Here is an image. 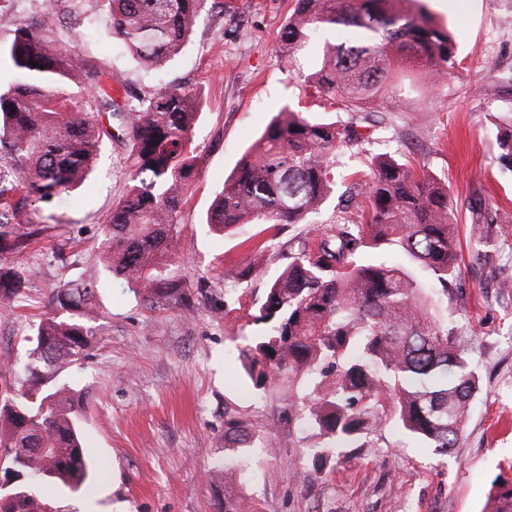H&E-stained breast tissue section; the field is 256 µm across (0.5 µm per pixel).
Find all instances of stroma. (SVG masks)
<instances>
[{
	"label": "stroma",
	"mask_w": 512,
	"mask_h": 512,
	"mask_svg": "<svg viewBox=\"0 0 512 512\" xmlns=\"http://www.w3.org/2000/svg\"><path fill=\"white\" fill-rule=\"evenodd\" d=\"M236 16L205 9L181 52L162 67L130 55L90 0H0V13L38 23L56 43L109 74L112 94L150 95L181 86L200 91L193 128L196 178L177 215L170 277L183 280L187 301H146L105 268L104 225L126 185L127 150L104 140L91 178L59 204L32 203L21 223L53 230L24 256L25 307L0 316V358L23 356L31 326L47 310L60 279L99 284L98 339L88 357L62 363L86 407L92 473L76 490L42 482L53 512H221L224 484L210 473L224 457V414L250 425L252 477L244 490L259 512H482L496 477L512 478V170L499 159L497 134L512 117V0H426L456 43V69L435 95L410 111L384 113L382 126L350 112L330 113L310 95L279 51L294 0H234ZM312 118L354 123L360 150L336 160L347 177L368 157L394 151L440 179L457 211L462 274L448 300V323L469 350L480 378L458 447L448 457L406 435L394 422L346 464L313 467L301 455L311 432L288 424L279 391L260 392L237 358L256 326L251 315L268 281L310 236L306 224L278 230L262 264L229 285L224 269L249 262V225L217 235L203 221L215 191L243 152L283 108ZM492 220L496 261L474 245L476 219Z\"/></svg>",
	"instance_id": "stroma-1"
}]
</instances>
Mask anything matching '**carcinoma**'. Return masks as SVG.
I'll return each mask as SVG.
<instances>
[{"label":"carcinoma","mask_w":512,"mask_h":512,"mask_svg":"<svg viewBox=\"0 0 512 512\" xmlns=\"http://www.w3.org/2000/svg\"><path fill=\"white\" fill-rule=\"evenodd\" d=\"M113 33L143 64L161 66L184 47L208 0H95ZM13 31L0 46L11 64L0 89V314L27 295L22 257L50 229L20 224L19 201L56 203L92 173L102 140L131 146L128 187L107 220L103 252L112 276L147 298L182 300V283L162 273L173 255L181 195L196 177L192 127L201 93L165 87L123 103L103 72L49 41L37 25L0 14ZM323 41L318 65L301 69L312 42ZM288 67L344 112H387L405 105L410 87L431 89L452 76L455 42L423 0H296L280 33ZM77 86L116 123L100 125L71 94ZM351 125L318 122L285 107L240 157L216 193L205 224L222 234L240 224H307L336 191V157L356 149ZM347 199H364L368 214L314 226L312 238L267 285L253 315L257 330L238 358L258 390L288 386V421L333 446H309L316 464L347 461L389 412L403 431L446 457L466 426L479 379L466 348L437 318L460 274L448 190L412 161L380 153L353 172ZM253 262L225 268L244 280ZM98 283L51 290L48 308L28 339L23 371L44 387L22 400L0 390V512H50L33 483L57 479L75 489L88 477L82 409L73 388L56 382L59 363L87 355L97 335L90 323ZM315 381L307 394L295 390ZM241 417L224 415V512H258L238 491L250 476L252 441ZM486 512H512V480L499 479Z\"/></svg>","instance_id":"cac0c4a2"}]
</instances>
